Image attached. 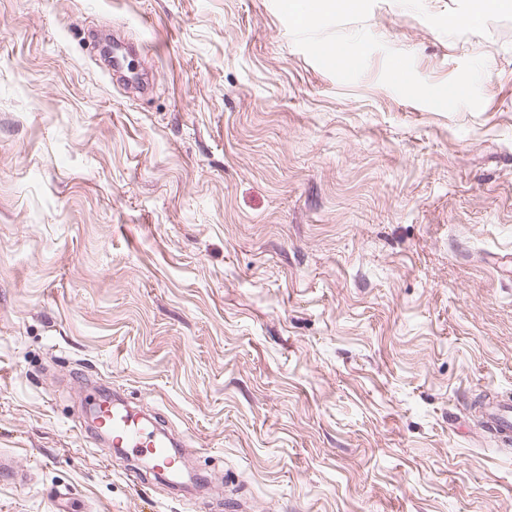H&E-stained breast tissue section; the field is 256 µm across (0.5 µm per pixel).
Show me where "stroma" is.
<instances>
[{
    "label": "stroma",
    "mask_w": 512,
    "mask_h": 512,
    "mask_svg": "<svg viewBox=\"0 0 512 512\" xmlns=\"http://www.w3.org/2000/svg\"><path fill=\"white\" fill-rule=\"evenodd\" d=\"M470 4L0 0V512H512V0ZM87 377L191 438L196 509ZM473 5L465 18L453 20L455 23L476 21L480 18L498 13L504 6L503 0H472ZM482 424L487 432L501 441H512V399L488 405Z\"/></svg>",
    "instance_id": "35a3bbf8"
}]
</instances>
